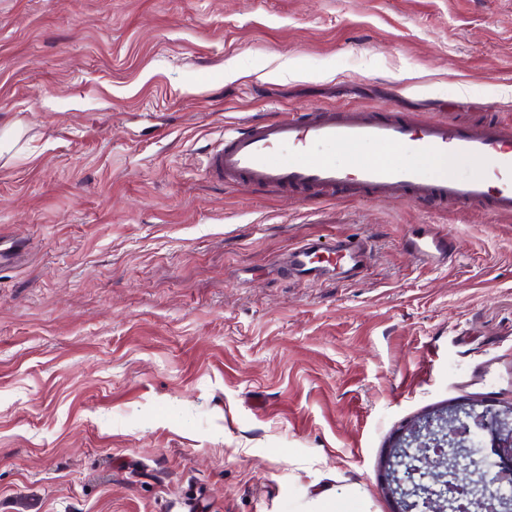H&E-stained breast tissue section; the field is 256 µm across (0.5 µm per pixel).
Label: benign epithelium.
<instances>
[{"instance_id":"benign-epithelium-1","label":"benign epithelium","mask_w":512,"mask_h":512,"mask_svg":"<svg viewBox=\"0 0 512 512\" xmlns=\"http://www.w3.org/2000/svg\"><path fill=\"white\" fill-rule=\"evenodd\" d=\"M479 434L490 436L492 455L473 445ZM388 477L396 512H512V501L496 492L512 477V405L446 407L422 419L395 445Z\"/></svg>"}]
</instances>
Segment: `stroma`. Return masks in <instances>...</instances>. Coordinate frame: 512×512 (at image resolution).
Returning a JSON list of instances; mask_svg holds the SVG:
<instances>
[{"label":"stroma","instance_id":"obj_1","mask_svg":"<svg viewBox=\"0 0 512 512\" xmlns=\"http://www.w3.org/2000/svg\"><path fill=\"white\" fill-rule=\"evenodd\" d=\"M324 107L512 124V0H0V512H395L416 420L512 403V216L207 177ZM410 249L414 258L419 263H426L439 256L448 258L449 236L446 231H434L432 235L422 233L410 239ZM328 252L336 255L335 268L344 269L345 272L357 271L368 263V248L357 239L329 243L320 240L302 242L288 250L286 267L288 273L311 281L325 279V273L329 266L319 265L315 260L319 253Z\"/></svg>","mask_w":512,"mask_h":512}]
</instances>
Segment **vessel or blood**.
Masks as SVG:
<instances>
[{"mask_svg": "<svg viewBox=\"0 0 512 512\" xmlns=\"http://www.w3.org/2000/svg\"><path fill=\"white\" fill-rule=\"evenodd\" d=\"M396 148L399 158L366 159L372 148ZM205 171L227 185L336 194L381 201L409 198L462 206L481 205L512 214V125L458 126L423 122L405 113L360 108L319 109L248 121L224 134L207 154ZM417 262L448 255L446 232L411 238ZM336 257V268L355 271L368 262L360 240L302 242L289 249V273L323 280L317 256Z\"/></svg>", "mask_w": 512, "mask_h": 512, "instance_id": "1", "label": "vessel or blood"}]
</instances>
